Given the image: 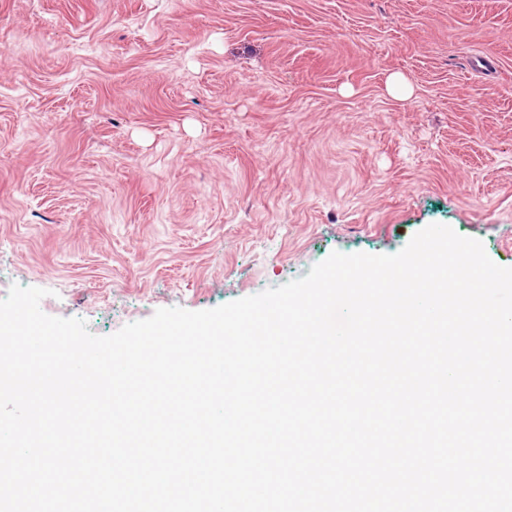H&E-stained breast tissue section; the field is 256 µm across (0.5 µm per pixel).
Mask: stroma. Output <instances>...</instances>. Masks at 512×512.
<instances>
[{"label": "stroma", "instance_id": "obj_1", "mask_svg": "<svg viewBox=\"0 0 512 512\" xmlns=\"http://www.w3.org/2000/svg\"><path fill=\"white\" fill-rule=\"evenodd\" d=\"M433 223L512 267V0H0V298L110 335Z\"/></svg>", "mask_w": 512, "mask_h": 512}]
</instances>
